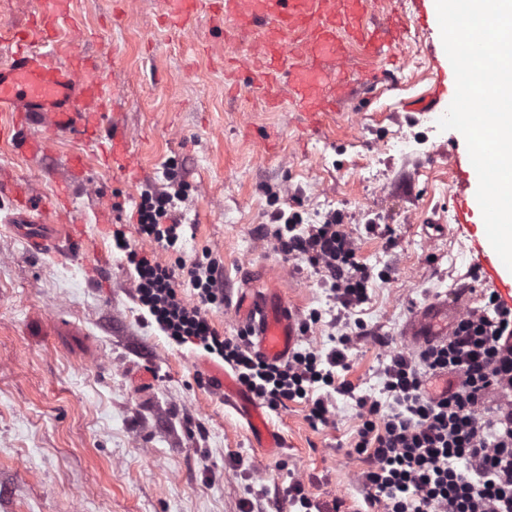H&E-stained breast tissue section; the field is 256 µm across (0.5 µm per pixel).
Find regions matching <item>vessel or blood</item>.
<instances>
[{"label": "vessel or blood", "instance_id": "vessel-or-blood-1", "mask_svg": "<svg viewBox=\"0 0 512 512\" xmlns=\"http://www.w3.org/2000/svg\"><path fill=\"white\" fill-rule=\"evenodd\" d=\"M70 4L71 0H43L25 29L9 30L0 39V112L9 114L13 139L23 152H45L51 135H79L97 144L102 155L121 160L124 172L136 178L139 169L126 151L127 131L102 128L114 87L73 52L49 50L70 16ZM201 10L202 0H162L163 21L176 30L190 28ZM366 12L367 0H211L209 21L223 29L226 42H247L249 68L270 108L286 103L313 119L335 111L346 95L342 81H327V62L351 63L354 44L370 55L402 39L398 30L367 32ZM456 229L472 235L473 266L501 302L512 308V271L495 250L475 239L484 232V223L476 221L474 210H462L456 216ZM62 234L74 240L81 230L75 224H48L39 231H20L27 251L36 255ZM453 313L447 301L431 302L414 313L404 335L418 346L447 340ZM234 315L250 330L264 358L282 362L292 354L299 338L298 317L279 291L253 290L236 304ZM207 375L220 382L227 402L246 413L267 449H276V432L232 376L215 365L208 367Z\"/></svg>", "mask_w": 512, "mask_h": 512}]
</instances>
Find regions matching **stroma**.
<instances>
[{"label": "stroma", "mask_w": 512, "mask_h": 512, "mask_svg": "<svg viewBox=\"0 0 512 512\" xmlns=\"http://www.w3.org/2000/svg\"><path fill=\"white\" fill-rule=\"evenodd\" d=\"M161 6L71 0L59 32L62 49L95 59L116 88L107 116L130 132L137 180L76 136L31 158L0 135V177L27 182L48 223L76 222L83 232L79 243L63 239L28 256L12 197L0 190V512H241L250 490L260 494L253 512H289L283 489L293 478L321 512H359L357 477L368 461L350 450L354 400L333 395L332 421L316 429L306 404L268 413L282 446L265 452L209 384L204 356L143 325L135 272L112 232L143 248L132 222L140 196L177 178L187 194L180 217L194 234L179 252L158 247L154 256L164 264L217 260L225 300L208 316L219 331H238L241 293L279 289L299 317L322 315L303 346L327 351L332 336H349L348 378L357 394L380 399V367L407 347L412 313L439 297L477 307L486 292L472 278L470 242L454 227L459 199L448 155L466 153L465 139L424 123L412 107L447 59L440 28L415 23L398 0H371L366 27L396 12L404 39L374 60L355 55L357 66L384 67V78L352 84L342 110L312 126L292 108L268 111L246 68L228 93L224 56L245 57L246 45L226 46L223 31L203 19L185 32L164 29ZM397 129L426 151L386 150ZM270 135L277 146L268 151ZM75 154L86 159L82 183L70 172ZM60 184L69 189L65 212L52 205ZM281 212L306 225L335 213L355 238L376 275L357 319L338 320L328 284L275 250Z\"/></svg>", "instance_id": "1"}]
</instances>
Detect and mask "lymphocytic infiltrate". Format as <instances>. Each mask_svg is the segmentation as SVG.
Here are the masks:
<instances>
[{
  "label": "lymphocytic infiltrate",
  "instance_id": "1",
  "mask_svg": "<svg viewBox=\"0 0 512 512\" xmlns=\"http://www.w3.org/2000/svg\"><path fill=\"white\" fill-rule=\"evenodd\" d=\"M184 200L178 187L143 195L140 236L176 250L184 234L178 215ZM273 239L280 254L305 260L321 274L344 312L368 301L371 274L335 217L304 229L285 218ZM113 240L135 269L139 303L165 336L229 366L263 407L275 412L302 401L310 425L325 426L331 411L319 389L354 397L360 425L352 448L369 462L359 475L366 512H512V309L488 299L465 311L447 341L390 352L381 371L389 400L384 406L355 396L346 379L348 337H338L325 354L297 349L286 361H267L249 331L227 336L208 318V309L224 302L216 261L164 264L152 252L130 248L123 231H114ZM183 273L195 303H187L178 288ZM440 376L447 377V389L429 394L427 381Z\"/></svg>",
  "mask_w": 512,
  "mask_h": 512
}]
</instances>
